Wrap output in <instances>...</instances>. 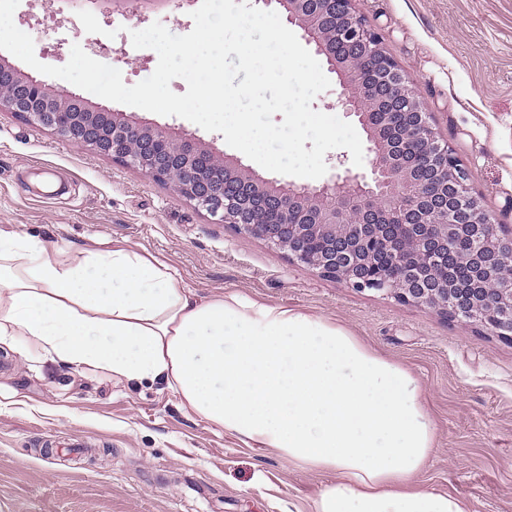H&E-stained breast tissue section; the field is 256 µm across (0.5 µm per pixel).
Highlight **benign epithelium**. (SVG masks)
I'll return each instance as SVG.
<instances>
[{"label": "benign epithelium", "instance_id": "7a95c632", "mask_svg": "<svg viewBox=\"0 0 512 512\" xmlns=\"http://www.w3.org/2000/svg\"><path fill=\"white\" fill-rule=\"evenodd\" d=\"M288 22L337 75L344 112L367 131L365 171L322 183L286 185L242 173V165L123 112L91 109L53 94L47 80L0 64V110L51 129L69 143L125 162L167 182L220 223L266 241L289 258L358 291L428 308L512 342V230L495 222L467 169L434 127L405 73L391 58L378 70L380 93L359 78V59L382 50L354 0H279ZM336 16L326 32L319 15ZM419 158L433 179L410 191Z\"/></svg>", "mask_w": 512, "mask_h": 512}]
</instances>
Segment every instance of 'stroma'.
I'll list each match as a JSON object with an SVG mask.
<instances>
[{
  "mask_svg": "<svg viewBox=\"0 0 512 512\" xmlns=\"http://www.w3.org/2000/svg\"><path fill=\"white\" fill-rule=\"evenodd\" d=\"M201 0L131 16L98 15L86 32L77 0H20L15 25L36 58L61 66L79 44L149 77L151 49L130 33L161 22L189 33ZM409 78L438 133L470 171L498 223L512 226V0H356ZM130 119L259 166L221 133L127 107ZM55 198L43 200L45 183ZM58 247L128 248L175 270L199 295L235 292L320 315L418 380L435 429L419 481L471 512H512V343L426 308L360 292L292 261L190 204L170 184L0 111V225ZM326 478L274 450L186 413L165 384L45 361L0 342V512H313Z\"/></svg>",
  "mask_w": 512,
  "mask_h": 512,
  "instance_id": "obj_1",
  "label": "stroma"
}]
</instances>
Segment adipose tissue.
Segmentation results:
<instances>
[{
  "mask_svg": "<svg viewBox=\"0 0 512 512\" xmlns=\"http://www.w3.org/2000/svg\"><path fill=\"white\" fill-rule=\"evenodd\" d=\"M119 381L326 475L314 512H470L418 485L435 443L416 379L336 323L199 296L139 252H64L0 229V340Z\"/></svg>",
  "mask_w": 512,
  "mask_h": 512,
  "instance_id": "obj_1",
  "label": "adipose tissue"
}]
</instances>
